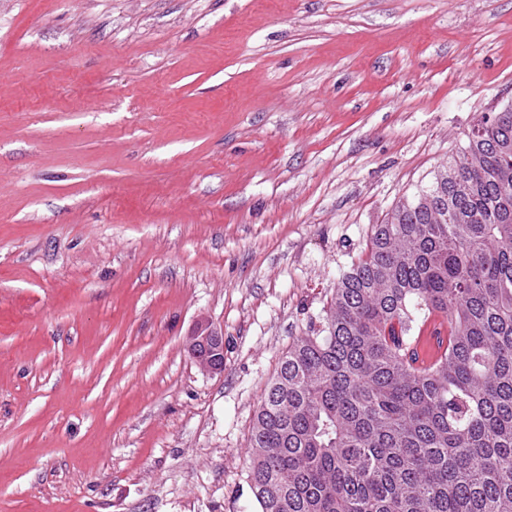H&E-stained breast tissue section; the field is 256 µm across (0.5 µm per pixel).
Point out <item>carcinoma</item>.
I'll list each match as a JSON object with an SVG mask.
<instances>
[{
  "label": "carcinoma",
  "instance_id": "carcinoma-1",
  "mask_svg": "<svg viewBox=\"0 0 512 512\" xmlns=\"http://www.w3.org/2000/svg\"><path fill=\"white\" fill-rule=\"evenodd\" d=\"M323 312L254 419L257 512H512V109L372 225ZM435 331H440L441 335L447 332V324L442 316H434L422 327L420 336L416 341V349L419 358L423 362H428L440 352L437 345V336Z\"/></svg>",
  "mask_w": 512,
  "mask_h": 512
}]
</instances>
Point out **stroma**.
I'll return each mask as SVG.
<instances>
[{"label":"stroma","instance_id":"1","mask_svg":"<svg viewBox=\"0 0 512 512\" xmlns=\"http://www.w3.org/2000/svg\"><path fill=\"white\" fill-rule=\"evenodd\" d=\"M510 101L512 0H0V512H256L280 359ZM224 334L210 324H198L189 336L188 352L194 361L211 374H222L224 363Z\"/></svg>","mask_w":512,"mask_h":512}]
</instances>
